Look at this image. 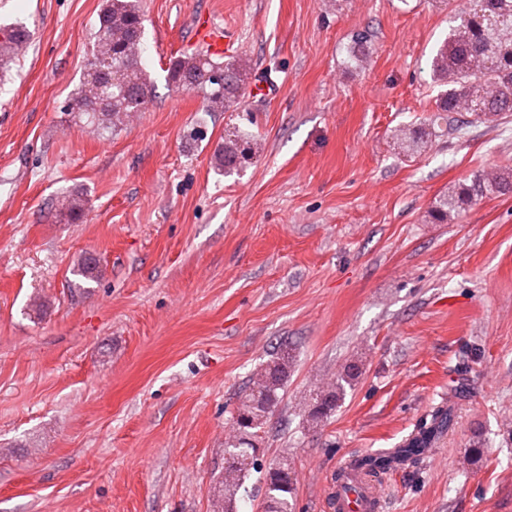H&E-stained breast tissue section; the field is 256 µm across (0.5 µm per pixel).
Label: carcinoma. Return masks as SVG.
I'll return each instance as SVG.
<instances>
[{
  "label": "carcinoma",
  "mask_w": 512,
  "mask_h": 512,
  "mask_svg": "<svg viewBox=\"0 0 512 512\" xmlns=\"http://www.w3.org/2000/svg\"><path fill=\"white\" fill-rule=\"evenodd\" d=\"M439 3L453 6L451 12L457 25L450 29L448 38L432 59L433 80L443 87L436 102L438 116L433 123L448 122L450 112H469L478 121L512 112V0H439ZM143 22L139 0H103L91 56L64 111L104 130L118 127L130 112L148 108L153 81L141 65ZM27 40V31L21 27H0V64L19 56L26 49ZM252 73L247 59L217 62L200 51L171 60L167 80L178 90L199 94L205 112H235ZM431 136L428 126L406 128L403 148L409 154L417 153ZM249 152V141L232 131L224 136V144L214 150L213 156L227 176L245 167ZM511 192L512 176L500 174L489 178L478 174L470 185L439 196L431 216L444 222L465 211L477 199ZM72 272L86 280L95 279L97 261L84 254L77 259ZM291 362L292 355L285 348L273 359L259 364L238 396L236 414L247 413L251 421L248 425L236 422L235 433L224 448L228 468L224 469L217 487L222 512H234L245 480L253 471L264 472L262 512H294L288 457L283 456L263 469L256 444L272 408L279 402V391L288 379ZM357 375L358 364L353 363L332 388L311 393L303 403L306 423L317 425L326 419ZM451 425L450 413L442 411L430 426L409 439L397 455L369 456L361 460V466L377 472L389 470L401 461L417 460L434 447Z\"/></svg>",
  "instance_id": "carcinoma-1"
}]
</instances>
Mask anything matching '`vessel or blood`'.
<instances>
[{
  "mask_svg": "<svg viewBox=\"0 0 512 512\" xmlns=\"http://www.w3.org/2000/svg\"><path fill=\"white\" fill-rule=\"evenodd\" d=\"M196 33L215 55L223 54L226 35L208 19H200ZM324 503L327 512H381L380 492L369 482L353 459L341 461L326 484Z\"/></svg>",
  "mask_w": 512,
  "mask_h": 512,
  "instance_id": "obj_1",
  "label": "vessel or blood"
}]
</instances>
